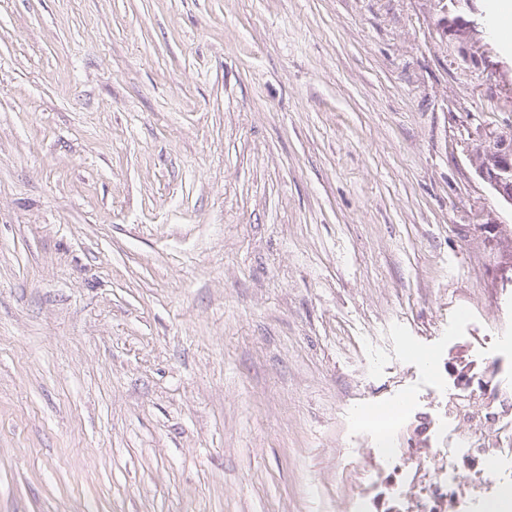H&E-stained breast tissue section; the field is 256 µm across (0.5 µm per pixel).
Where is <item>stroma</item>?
I'll return each mask as SVG.
<instances>
[{
  "instance_id": "35a3bbf8",
  "label": "stroma",
  "mask_w": 512,
  "mask_h": 512,
  "mask_svg": "<svg viewBox=\"0 0 512 512\" xmlns=\"http://www.w3.org/2000/svg\"><path fill=\"white\" fill-rule=\"evenodd\" d=\"M436 0H0V512H412L512 446V126ZM491 381L465 386L457 373ZM483 140L486 150L482 149L478 175L512 204V132L510 128L485 132ZM486 151L496 154L500 163L495 167L482 166L486 162L492 164V157ZM455 444L457 448H449L448 452L458 457L460 454L472 453L471 458L477 460L488 461L492 459L508 461L512 457V448H471L472 442L470 441L476 434H465L459 431L458 428L454 429ZM394 459L398 461L400 465L396 466L397 472L394 471V483L392 485V489L394 493L399 495H405L408 496L409 489L405 490L403 488L404 481H398V476L403 472V468L401 467H408L410 464L409 459L407 458L405 452L402 450V448H384V454H383V461L386 464L391 463ZM455 466L448 464V470H444L434 482L426 484L421 493L418 512H432L436 503L447 502L454 504L458 499V491L454 482Z\"/></svg>"
}]
</instances>
